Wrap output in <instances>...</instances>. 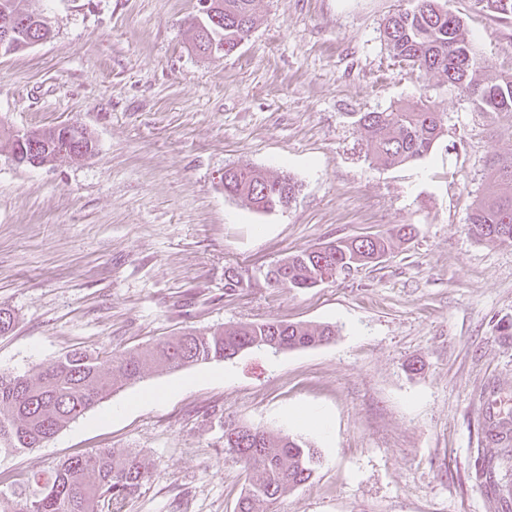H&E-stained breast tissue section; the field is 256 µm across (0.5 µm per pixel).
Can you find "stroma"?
<instances>
[{"mask_svg": "<svg viewBox=\"0 0 512 512\" xmlns=\"http://www.w3.org/2000/svg\"><path fill=\"white\" fill-rule=\"evenodd\" d=\"M407 0H255L231 55L192 46L197 0H33L53 35L0 56V135L77 122L97 153L42 167L0 151V372L79 348L143 351L187 327L279 320L335 326L328 343L179 371L155 369L39 447L0 456L24 483L97 448L139 451L152 477L122 512H236L251 474L224 454L233 421L287 433L321 463L269 512H512L474 478L512 408V245L466 230L512 118L482 112L446 78L394 60L380 36ZM490 66L512 74V20L448 0ZM424 102L447 119L425 158L368 156L362 112ZM300 186L272 213L225 197L226 164ZM416 227L378 262L317 287L265 273L337 238ZM235 269L242 288H224ZM418 362L419 373L407 366ZM125 413H118V406ZM313 407L320 430L287 420Z\"/></svg>", "mask_w": 512, "mask_h": 512, "instance_id": "1", "label": "stroma"}]
</instances>
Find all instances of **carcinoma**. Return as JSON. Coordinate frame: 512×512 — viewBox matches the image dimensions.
Listing matches in <instances>:
<instances>
[{"label": "carcinoma", "instance_id": "obj_1", "mask_svg": "<svg viewBox=\"0 0 512 512\" xmlns=\"http://www.w3.org/2000/svg\"><path fill=\"white\" fill-rule=\"evenodd\" d=\"M440 0H412V5L391 14L381 36L393 58L419 72L446 76L448 86L460 91L487 112L512 114V74L487 82L480 78L485 60L467 36L459 17L439 5ZM494 14L512 16V0H478ZM254 0H215L224 16L221 27L200 34L197 18L189 29L194 47L203 51V38L224 41V54L234 52L256 25ZM8 12L28 25L14 38L26 40L30 26L42 14L30 0H0V15ZM358 123L364 130L368 154L387 165H404L426 157L444 135L442 113L428 105L396 111L364 112ZM79 137L83 150L68 143V128L54 126L31 131L20 143L8 138L10 156L25 163L24 151L37 148L41 164L61 158L86 159L97 144L84 127ZM489 188L478 197L467 220L478 240L512 245V157H491ZM298 191L287 175L228 164L224 166V195L246 201L257 212L288 207ZM414 227L401 225L395 236L338 238L302 250L280 261L268 274L280 275L276 285L290 290L314 288L329 278L348 274L392 250L394 239L412 237ZM335 326H310L270 320L257 324L230 323L208 329H188L157 342L147 353L125 352L102 358L72 350L45 368L24 374L0 372V455L21 454L52 438L68 424L97 406L117 385L136 384L151 367L176 371L201 362L226 360L248 349L275 353L329 342ZM236 439L224 441V453L243 463L253 477L238 502V512H259L286 492L304 484L320 464L316 449L288 434L233 425ZM512 478V448L504 447L486 458L476 471L491 492ZM150 478L147 463L134 450L100 448L57 464L50 480L33 488L0 490V512H120Z\"/></svg>", "mask_w": 512, "mask_h": 512}]
</instances>
